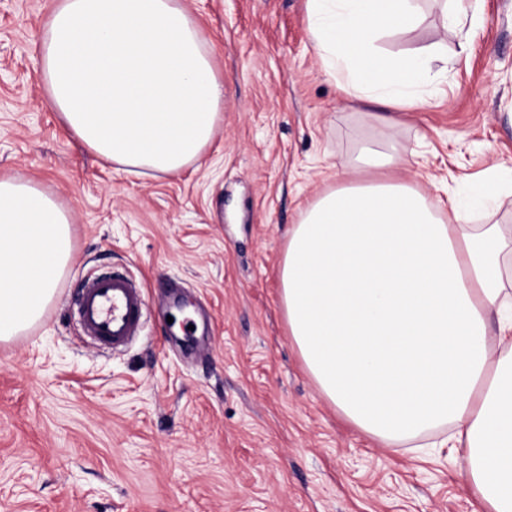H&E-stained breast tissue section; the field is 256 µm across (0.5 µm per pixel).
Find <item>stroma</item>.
<instances>
[{
    "mask_svg": "<svg viewBox=\"0 0 512 512\" xmlns=\"http://www.w3.org/2000/svg\"><path fill=\"white\" fill-rule=\"evenodd\" d=\"M55 0H0V176L69 208L54 302L0 343V512H481L459 454L398 448L350 424L288 334L278 268L301 208L348 178L386 128L325 72L306 0H183L224 79L222 119L176 175L133 176L82 146L36 72ZM399 54L448 46V72L394 133L398 177L432 201L512 171V0L440 27L425 0ZM146 291L145 326L112 350L75 311L85 280Z\"/></svg>",
    "mask_w": 512,
    "mask_h": 512,
    "instance_id": "obj_1",
    "label": "stroma"
}]
</instances>
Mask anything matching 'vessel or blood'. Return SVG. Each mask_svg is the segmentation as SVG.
<instances>
[{
  "mask_svg": "<svg viewBox=\"0 0 512 512\" xmlns=\"http://www.w3.org/2000/svg\"><path fill=\"white\" fill-rule=\"evenodd\" d=\"M146 294L129 278L112 274L89 278L77 301L79 321L99 343L120 348L142 331Z\"/></svg>",
  "mask_w": 512,
  "mask_h": 512,
  "instance_id": "b4317fda",
  "label": "vessel or blood"
}]
</instances>
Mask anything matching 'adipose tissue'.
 <instances>
[{"label":"adipose tissue","instance_id":"adipose-tissue-1","mask_svg":"<svg viewBox=\"0 0 512 512\" xmlns=\"http://www.w3.org/2000/svg\"><path fill=\"white\" fill-rule=\"evenodd\" d=\"M419 0H307L326 73L398 113L422 104L442 43L400 55L379 40L416 30ZM37 73L71 133L125 172L180 173L210 144L224 84L182 0H56ZM394 138L356 150V179L310 202L278 270L288 334L318 389L391 444L452 427L483 512H512V249L500 224H449L395 177ZM73 250L52 193L0 176V341L53 303ZM506 355L492 359L490 329Z\"/></svg>","mask_w":512,"mask_h":512}]
</instances>
